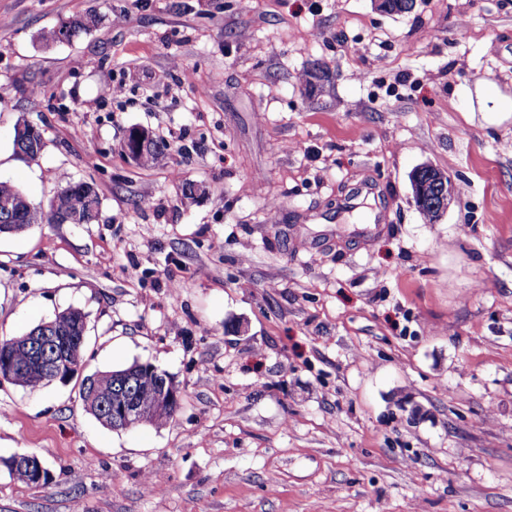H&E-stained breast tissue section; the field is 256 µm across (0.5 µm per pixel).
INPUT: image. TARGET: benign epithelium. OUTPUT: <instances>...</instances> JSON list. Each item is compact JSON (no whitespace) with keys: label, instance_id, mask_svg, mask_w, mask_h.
I'll return each mask as SVG.
<instances>
[{"label":"benign epithelium","instance_id":"7a95c632","mask_svg":"<svg viewBox=\"0 0 512 512\" xmlns=\"http://www.w3.org/2000/svg\"><path fill=\"white\" fill-rule=\"evenodd\" d=\"M150 139L147 129L139 126L126 131L122 149L129 159H134ZM87 323L82 316L74 318L68 330L59 329L55 323H44L31 335L17 336L9 340L8 346L0 352V382L13 381L24 372H36L47 382H67L81 370L74 354L86 342ZM26 354L23 364L14 359V352ZM82 402L86 409L97 416L111 429L127 430L142 423H161L176 414L181 405V393L175 384L164 378L161 387L148 397L131 391L121 390L107 403L96 399L85 390ZM8 467L22 466L29 469L35 486L41 487L51 479L50 471L41 460L31 454H15L0 460Z\"/></svg>","mask_w":512,"mask_h":512}]
</instances>
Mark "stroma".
<instances>
[{
  "label": "stroma",
  "mask_w": 512,
  "mask_h": 512,
  "mask_svg": "<svg viewBox=\"0 0 512 512\" xmlns=\"http://www.w3.org/2000/svg\"><path fill=\"white\" fill-rule=\"evenodd\" d=\"M91 8L96 28L51 40ZM0 18V179L42 211L66 177L101 202L0 235V336L79 308L82 374L150 363L182 393L168 422L113 431L78 380L0 383V459L51 472L0 466V512H512V114L483 94L512 99V0ZM23 122L37 159L13 151ZM135 125L168 145L147 168L121 151ZM425 165L451 182L437 216L414 201ZM366 182L386 229L363 237L336 206ZM16 127H15V129H16ZM39 136L43 137V133L36 126L29 124V123L18 125V127L16 129V141L14 139L12 141L13 150H14L15 154H17L21 157H24V158H28V159H35V158L39 157V155L44 150L45 141H42V142L36 141V142L30 143V144L18 145L19 149H17V144H16V142H18V143L29 142V141L33 142ZM0 463L8 467H15L7 468L10 475L28 486L41 487L43 485H46L51 479L50 471L43 465L41 460L35 455L15 454L9 458L2 460L0 459ZM32 479L34 481L35 486L32 484Z\"/></svg>",
  "instance_id": "1"
}]
</instances>
